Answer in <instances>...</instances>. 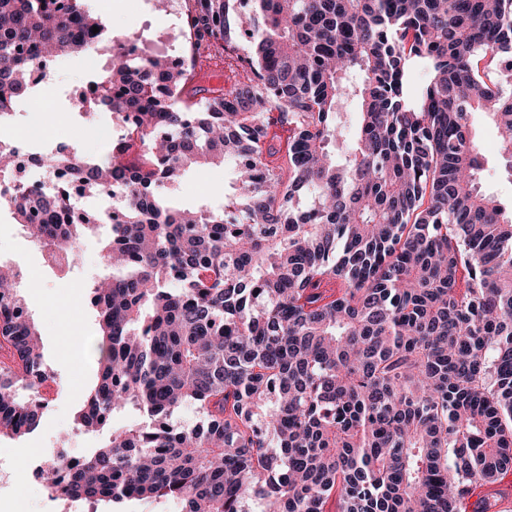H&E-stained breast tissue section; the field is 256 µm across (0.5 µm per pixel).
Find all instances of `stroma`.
<instances>
[{
  "label": "stroma",
  "mask_w": 512,
  "mask_h": 512,
  "mask_svg": "<svg viewBox=\"0 0 512 512\" xmlns=\"http://www.w3.org/2000/svg\"><path fill=\"white\" fill-rule=\"evenodd\" d=\"M107 19L113 41L140 37L151 41L166 36L188 5V0H171L165 16H158L155 0H92ZM111 43L104 44L95 55L93 66L81 58H63L56 64V80L48 93L33 101L31 110L14 113L16 126H43L47 136L41 147L55 149L67 143L77 146L85 155H101L108 145L98 138L97 130L115 124L110 112L73 113L69 100L85 88L94 69L112 61ZM470 123L477 145L486 158L480 173V184L488 194L504 205H512V175L504 168L499 151V136L488 116L472 113ZM232 180L231 172L221 166L190 168L175 185L172 195L184 208L194 207L204 197L220 202L224 188ZM106 238L93 234L77 246V261L65 274L49 273L43 264L42 251L16 224L9 209L0 210V259L23 265L28 278L24 283L26 308L38 324L44 346V365L55 375L57 389L43 415L41 428L25 437L0 439V512H69L61 500L52 498L43 484L31 483L19 489L12 469L39 465L54 459L59 449L69 455L84 457L98 447L103 437L79 428L75 416L83 396L96 380L91 345L96 339L97 322L91 306L89 286L103 271L102 254ZM70 301L66 316H58V301ZM80 327L83 338L74 343L67 339L68 327Z\"/></svg>",
  "instance_id": "1"
}]
</instances>
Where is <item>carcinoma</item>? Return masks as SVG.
Instances as JSON below:
<instances>
[{
  "instance_id": "cac0c4a2",
  "label": "carcinoma",
  "mask_w": 512,
  "mask_h": 512,
  "mask_svg": "<svg viewBox=\"0 0 512 512\" xmlns=\"http://www.w3.org/2000/svg\"><path fill=\"white\" fill-rule=\"evenodd\" d=\"M188 28L252 78L182 103L185 72L118 42L77 99L132 115L124 134L99 159L37 158L84 192L126 187L118 221L29 189L0 139V206L35 242L111 227L78 424L147 416L52 463L49 493L91 512H468L512 471V213L481 190L469 121L488 114L512 173V0H193ZM105 34L80 0H0V111L33 96L34 59ZM211 164L233 169L224 204L173 206L163 189ZM19 281L0 268V438L42 423L32 369L56 382ZM185 406L192 428L170 422Z\"/></svg>"
}]
</instances>
